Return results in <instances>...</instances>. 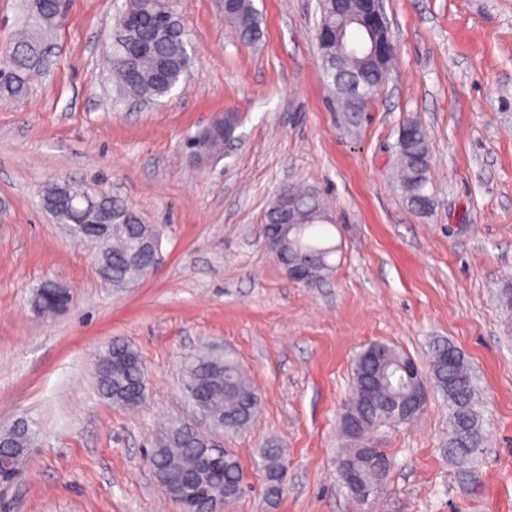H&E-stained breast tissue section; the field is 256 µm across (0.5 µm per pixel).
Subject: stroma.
<instances>
[{
    "label": "stroma",
    "instance_id": "35a3bbf8",
    "mask_svg": "<svg viewBox=\"0 0 512 512\" xmlns=\"http://www.w3.org/2000/svg\"><path fill=\"white\" fill-rule=\"evenodd\" d=\"M223 2L182 0L194 64L160 104L111 79L125 0H66L46 73L24 97L0 94V430L35 431L0 512H181L150 455L164 420L191 416L185 370L207 344L240 363L261 402L248 428L200 425L245 475L227 512H512V327L497 300L512 276V0H385L396 57L362 112L338 111L323 80L320 0H252V44ZM229 111L227 153L192 159L186 137ZM409 117L430 144L425 213L398 181ZM62 180L156 225L152 277L133 288L99 277L97 245L41 205ZM292 184L334 219L333 269L315 285L291 280L265 244L267 206ZM44 280L70 290L66 311L33 309ZM114 339L141 357L139 408L98 391L94 358ZM437 340L475 376L488 444L463 464L449 456L448 405L430 393L413 422L373 433L392 466L358 506L337 473L354 360L385 343L427 381ZM269 447L287 469L275 497L260 466Z\"/></svg>",
    "mask_w": 512,
    "mask_h": 512
}]
</instances>
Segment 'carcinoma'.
I'll use <instances>...</instances> for the list:
<instances>
[{
    "mask_svg": "<svg viewBox=\"0 0 512 512\" xmlns=\"http://www.w3.org/2000/svg\"><path fill=\"white\" fill-rule=\"evenodd\" d=\"M26 11L34 12L36 19L16 36L9 54L0 57V71L6 80L0 83V93L19 97L26 94L28 77L36 71H44L50 64L46 51L54 30L62 16V0H25ZM126 14L145 15L152 23L137 29L118 25L114 48L125 55L127 43L141 47L131 65L137 79H127L126 66L114 61L113 72L117 82L129 94L142 100H156L170 94L183 76L186 33L181 20V5L175 0H127ZM224 20L230 22L244 43L260 38L261 28L252 0H235L224 5ZM324 76L332 89L341 91L347 112H359L370 102L378 88L368 87L374 82L372 72L361 56H329L324 65ZM412 131L409 136L398 138L397 158L400 181L408 202L417 210L430 209L432 197L425 191L429 183V145L424 129L414 120L405 122ZM205 155H213L224 146V123L217 122L193 134ZM288 204L300 209L304 227L288 239V254L302 249L317 259V274L324 277L331 268L328 258L335 247L325 245L322 226L327 212L319 198H309L301 189L288 187L280 196H274L266 212V223L277 216L278 205ZM142 227L131 224L124 234L112 236L101 244L110 252L108 274L112 286L128 288L147 278L143 271L125 262L124 256L136 245ZM42 312L54 313L59 300L51 288L37 289ZM451 344L438 341L433 345L431 375L434 388L448 402L450 435L448 454L466 461L475 449L485 444L476 402L475 381L464 362L462 353H456L453 363H448ZM413 365L410 358L384 343H372L356 357L348 398L343 405L341 424L347 445L339 456L338 470L345 476L353 469L358 484H346L359 505L367 504L376 495L391 468L390 457L379 448L370 447L367 435L386 425L407 423L416 418L411 413L401 417L398 412L409 408L410 396L416 377L388 382L386 375L398 364ZM96 376L101 394L114 404L135 406L139 398L123 389L129 382L141 379V358L128 344L114 340L99 354ZM185 381L201 387L216 414L224 419L227 429L247 427L259 414L260 403L248 376L232 358L222 354H206L193 360ZM24 435L7 431L0 436V463L12 461L13 467L22 470L26 459ZM199 442L192 424L182 422L179 429L168 423L156 439L150 457L154 468H164L174 475L196 468V452ZM262 464L268 478L267 493L275 495L280 487L282 450L265 448ZM215 484L244 488L243 470L233 456L226 457L224 471L211 477Z\"/></svg>",
    "mask_w": 512,
    "mask_h": 512,
    "instance_id": "cac0c4a2",
    "label": "carcinoma"
}]
</instances>
